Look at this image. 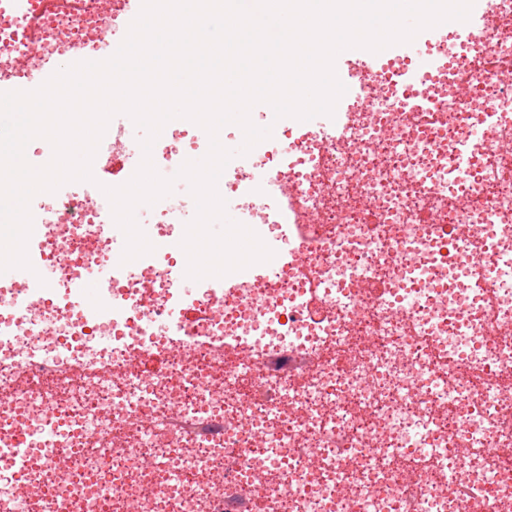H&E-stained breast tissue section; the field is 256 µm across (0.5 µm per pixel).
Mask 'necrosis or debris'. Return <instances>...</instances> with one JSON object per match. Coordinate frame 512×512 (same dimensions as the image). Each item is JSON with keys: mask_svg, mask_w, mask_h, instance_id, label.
<instances>
[{"mask_svg": "<svg viewBox=\"0 0 512 512\" xmlns=\"http://www.w3.org/2000/svg\"><path fill=\"white\" fill-rule=\"evenodd\" d=\"M131 22L126 0H14L0 80L36 84ZM455 46L422 89L359 63L337 129L283 125L225 173L275 253L233 289L184 288L170 209L130 266L103 192L31 205V267L0 286V512H512V0ZM162 141L175 170L200 146L190 121Z\"/></svg>", "mask_w": 512, "mask_h": 512, "instance_id": "1", "label": "necrosis or debris"}]
</instances>
